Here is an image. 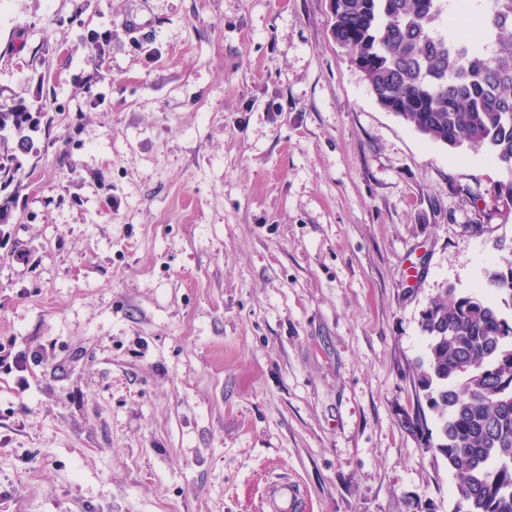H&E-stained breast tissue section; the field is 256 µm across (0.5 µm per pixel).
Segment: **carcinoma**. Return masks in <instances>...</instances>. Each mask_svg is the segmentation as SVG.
<instances>
[{
    "instance_id": "obj_1",
    "label": "carcinoma",
    "mask_w": 512,
    "mask_h": 512,
    "mask_svg": "<svg viewBox=\"0 0 512 512\" xmlns=\"http://www.w3.org/2000/svg\"><path fill=\"white\" fill-rule=\"evenodd\" d=\"M451 0H335L332 35L375 99L419 133L450 148L483 147L508 178L497 194L512 204V0H475V28L487 53L453 20ZM42 108L0 105V184L38 153ZM482 293L444 288L422 311L425 357L417 362L436 430L413 426L455 471L465 512H512V242L494 244Z\"/></svg>"
}]
</instances>
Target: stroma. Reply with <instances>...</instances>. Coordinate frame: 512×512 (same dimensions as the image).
<instances>
[{
    "label": "stroma",
    "instance_id": "obj_1",
    "mask_svg": "<svg viewBox=\"0 0 512 512\" xmlns=\"http://www.w3.org/2000/svg\"><path fill=\"white\" fill-rule=\"evenodd\" d=\"M331 0H0L44 105L0 237V512H457L422 310L512 240L506 174L378 104ZM266 512H299V496L291 486L275 485L266 492Z\"/></svg>",
    "mask_w": 512,
    "mask_h": 512
}]
</instances>
